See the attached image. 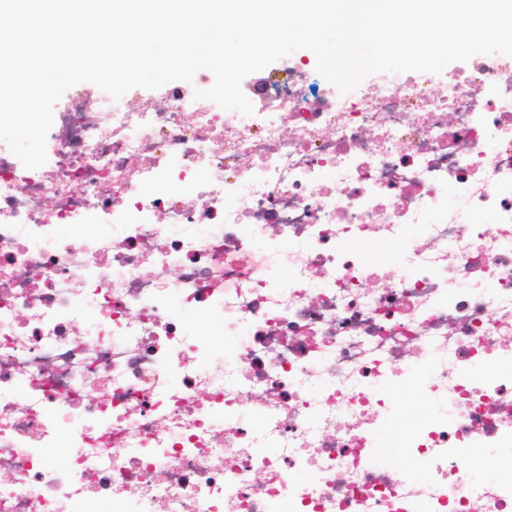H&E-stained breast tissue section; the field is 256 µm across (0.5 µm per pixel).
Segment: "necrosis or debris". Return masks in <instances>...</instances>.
<instances>
[{
	"instance_id": "obj_1",
	"label": "necrosis or debris",
	"mask_w": 512,
	"mask_h": 512,
	"mask_svg": "<svg viewBox=\"0 0 512 512\" xmlns=\"http://www.w3.org/2000/svg\"><path fill=\"white\" fill-rule=\"evenodd\" d=\"M281 71L249 116L206 70L73 90L44 169L0 141V512H512L463 457L512 459V60Z\"/></svg>"
}]
</instances>
